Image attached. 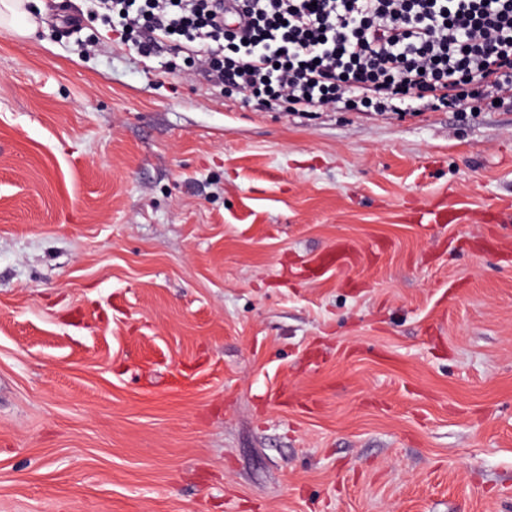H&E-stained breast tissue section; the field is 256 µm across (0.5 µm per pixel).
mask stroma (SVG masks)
Here are the masks:
<instances>
[{
	"label": "stroma",
	"mask_w": 512,
	"mask_h": 512,
	"mask_svg": "<svg viewBox=\"0 0 512 512\" xmlns=\"http://www.w3.org/2000/svg\"><path fill=\"white\" fill-rule=\"evenodd\" d=\"M37 7L0 27V512H512V110L275 112Z\"/></svg>",
	"instance_id": "35a3bbf8"
}]
</instances>
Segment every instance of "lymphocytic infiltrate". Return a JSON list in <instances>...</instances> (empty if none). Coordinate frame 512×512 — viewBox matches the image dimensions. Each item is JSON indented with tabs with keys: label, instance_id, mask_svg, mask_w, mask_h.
Here are the masks:
<instances>
[{
	"label": "lymphocytic infiltrate",
	"instance_id": "obj_1",
	"mask_svg": "<svg viewBox=\"0 0 512 512\" xmlns=\"http://www.w3.org/2000/svg\"><path fill=\"white\" fill-rule=\"evenodd\" d=\"M127 40L196 56L217 85L282 112L512 109V0H96Z\"/></svg>",
	"mask_w": 512,
	"mask_h": 512
}]
</instances>
